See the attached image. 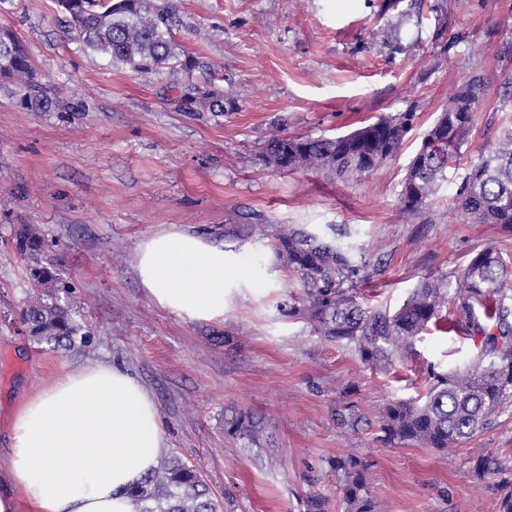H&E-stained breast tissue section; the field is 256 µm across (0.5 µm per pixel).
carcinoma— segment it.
<instances>
[{
	"instance_id": "cac0c4a2",
	"label": "carcinoma",
	"mask_w": 512,
	"mask_h": 512,
	"mask_svg": "<svg viewBox=\"0 0 512 512\" xmlns=\"http://www.w3.org/2000/svg\"><path fill=\"white\" fill-rule=\"evenodd\" d=\"M67 18L75 50L108 60L114 67L143 75L183 74L178 108L182 112L224 114L236 101L212 75L214 64L186 50L177 41L182 27L173 0H54ZM210 75L203 84L194 72ZM19 87L20 107L34 112H78L70 102L40 81L25 40L0 26V79ZM486 82L474 73L448 97L410 162L401 193V213L417 215L434 193L437 180L460 156L474 114L484 99ZM415 113L382 116L353 135L290 136L278 129L267 140L262 161L274 168L323 170L338 177L362 176L401 149ZM457 208L472 224H499L512 230V132L479 154L463 181ZM19 249L41 251L44 241L24 227ZM273 251L302 288L288 306L313 332L351 347L361 362L387 370L408 357L418 336L430 326L461 333L475 352L462 366L432 373L418 400H393L378 421L380 440L447 450L481 434L491 416L512 403V262L491 247L475 251L461 273L462 287L449 295L448 280L429 276L418 281L402 305L368 308L359 301L358 283L382 272L378 263L355 258L334 238L300 225H288L275 237ZM451 306L453 317L441 315ZM31 335L49 345L74 347L88 343V334L65 308L36 301L23 314ZM232 436L257 440L260 427L247 414L227 421ZM367 462L339 457L336 470L345 477V512H381L368 489ZM475 474L503 485L498 512H512V465L489 452L477 457ZM131 512H223L196 470L174 457L129 492Z\"/></svg>"
}]
</instances>
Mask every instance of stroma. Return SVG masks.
Returning a JSON list of instances; mask_svg holds the SVG:
<instances>
[{"label": "stroma", "instance_id": "35a3bbf8", "mask_svg": "<svg viewBox=\"0 0 512 512\" xmlns=\"http://www.w3.org/2000/svg\"><path fill=\"white\" fill-rule=\"evenodd\" d=\"M186 49L222 64L237 111L180 112L167 75L117 69L75 51L53 0H0V25L24 37L44 81L81 112H32L0 83V467L20 406L62 373L112 363L150 391L170 455L193 466L224 512H344L337 458L369 464L384 512H498L475 454L512 456V403L454 451L387 445L375 424L395 399H415L430 370L462 365L471 341L428 329L403 364L366 367L283 311L300 290L276 259L278 230L302 224L340 239L383 270L360 287L370 307L397 309L427 276H457L491 245L512 258V232L471 224L453 200L471 162L512 130V0H174ZM487 90L461 149L421 213L401 215L408 165L472 73ZM414 112L401 150L370 175L338 179L261 160L273 126L336 136L389 113ZM45 245L16 247L23 226ZM179 228L223 246L244 272L224 314L189 320L157 305L136 269L139 245ZM57 278L34 287L32 267ZM53 295L89 334L86 346L37 344L23 321ZM353 403L364 421L341 428ZM251 415L252 443L226 431Z\"/></svg>", "mask_w": 512, "mask_h": 512}]
</instances>
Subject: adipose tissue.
Listing matches in <instances>:
<instances>
[{
  "mask_svg": "<svg viewBox=\"0 0 512 512\" xmlns=\"http://www.w3.org/2000/svg\"><path fill=\"white\" fill-rule=\"evenodd\" d=\"M137 272L161 307L191 320L224 314L239 279L222 247L178 229L143 242ZM166 448L148 392L101 363L64 373L14 418L6 475L33 512H131L127 492L158 469Z\"/></svg>",
  "mask_w": 512,
  "mask_h": 512,
  "instance_id": "ef3b65f1",
  "label": "adipose tissue"
}]
</instances>
